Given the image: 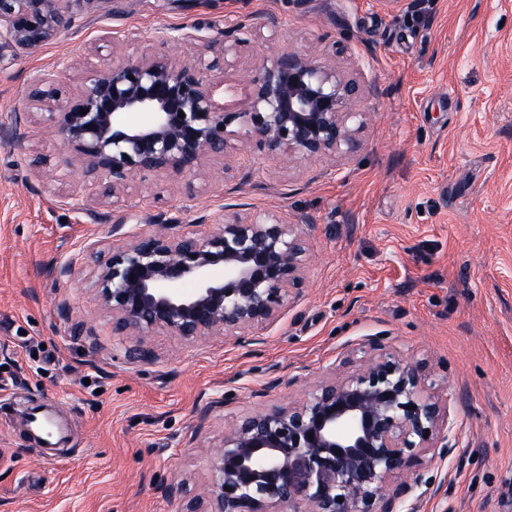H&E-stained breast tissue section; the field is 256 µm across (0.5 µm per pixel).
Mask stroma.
Here are the masks:
<instances>
[{
  "label": "stroma",
  "mask_w": 512,
  "mask_h": 512,
  "mask_svg": "<svg viewBox=\"0 0 512 512\" xmlns=\"http://www.w3.org/2000/svg\"><path fill=\"white\" fill-rule=\"evenodd\" d=\"M70 13L38 51L0 52V122L31 111L36 73L71 93L91 65L174 53L156 36L186 27L233 30L235 108L264 48L236 24L268 13L277 46L336 50L375 94L351 158L286 167L251 141L188 180L138 173L101 223L41 127L23 150L0 146V512H182L166 487L204 493L233 419L303 397L377 341L428 361L448 395L453 451L428 466L442 489L403 512H512V0H73ZM256 210L303 220L309 244L280 318L242 340L156 332L151 357L129 360L134 338L94 302L113 225L151 214L209 231ZM65 262L74 274L56 277ZM42 397L70 429L59 462L24 437L23 405Z\"/></svg>",
  "instance_id": "1"
}]
</instances>
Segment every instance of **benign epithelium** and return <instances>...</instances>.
Segmentation results:
<instances>
[{
    "instance_id": "obj_1",
    "label": "benign epithelium",
    "mask_w": 512,
    "mask_h": 512,
    "mask_svg": "<svg viewBox=\"0 0 512 512\" xmlns=\"http://www.w3.org/2000/svg\"><path fill=\"white\" fill-rule=\"evenodd\" d=\"M73 0H0L3 49L33 50L68 23ZM164 42L193 43L184 28ZM231 50L210 40L196 54H143L85 73L77 93L60 100L40 75L27 121L0 124V144L28 137L29 120L60 142L63 163L106 180L81 209L100 217L121 202L136 174L193 175L204 161L256 138L283 162L349 157L361 145L356 106L374 88L354 76L336 52L272 47L238 109L224 108L231 86L214 75ZM87 114L82 115L80 111ZM184 117H179V113ZM129 113L141 121L130 125ZM112 225L122 243L96 277L99 305L112 314V335L137 336L132 359L147 356L145 337L249 336L274 323L301 283L308 243L301 224L275 212L234 213L207 233L174 234L159 218ZM193 289L184 293L180 285ZM373 353L300 400L237 419L211 451L206 495L184 512H396L415 488L433 490L426 456L444 459L448 397L431 392L427 363ZM410 481L397 482L404 473ZM343 501L338 502L336 498Z\"/></svg>"
}]
</instances>
